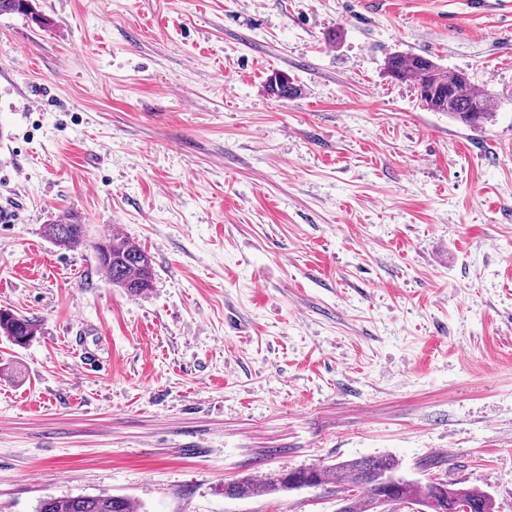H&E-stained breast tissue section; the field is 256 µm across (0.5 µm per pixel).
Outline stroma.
<instances>
[{
	"mask_svg": "<svg viewBox=\"0 0 512 512\" xmlns=\"http://www.w3.org/2000/svg\"><path fill=\"white\" fill-rule=\"evenodd\" d=\"M0 14V512H337L224 486L390 454L512 512V6L36 0ZM494 95L470 127L384 71ZM300 90L282 99L267 80ZM153 261L112 286L68 217ZM49 235L59 245L71 247L81 244L87 237V225L79 224L74 217L67 218L65 222L49 225ZM2 314L0 310V331L7 336L15 345L24 347L38 331V321L33 317L14 313ZM139 506L129 498L113 495L75 496L40 501L37 512H138Z\"/></svg>",
	"mask_w": 512,
	"mask_h": 512,
	"instance_id": "stroma-1",
	"label": "stroma"
}]
</instances>
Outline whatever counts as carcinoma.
<instances>
[{"label": "carcinoma", "mask_w": 512, "mask_h": 512, "mask_svg": "<svg viewBox=\"0 0 512 512\" xmlns=\"http://www.w3.org/2000/svg\"><path fill=\"white\" fill-rule=\"evenodd\" d=\"M34 15L31 0H0V12ZM386 73L398 82H411L418 91L423 107L445 112L468 126L492 116L493 96L477 87L468 75L444 72L431 58L393 54L385 62ZM271 93L290 98L299 89L284 75L270 80ZM49 235L59 245L71 247L87 237V225L73 217L49 225ZM97 264L113 285L134 295H143L152 287L151 257L119 233L100 237L93 244ZM38 331L37 320L16 313H0V332L15 345L24 347ZM399 460L380 455L338 463L334 467L303 468L265 477L257 481L242 479L224 486V495L235 498L276 493L304 486L343 484L363 490V495L343 499L338 512H376L382 506L416 504L427 512H454L463 502L470 512H496L493 497L480 489L440 480L419 486L396 476ZM37 512H139L130 499L122 496H75L40 501Z\"/></svg>", "instance_id": "cac0c4a2"}]
</instances>
